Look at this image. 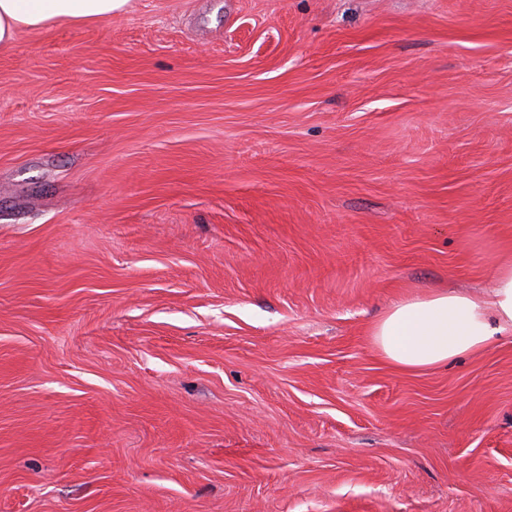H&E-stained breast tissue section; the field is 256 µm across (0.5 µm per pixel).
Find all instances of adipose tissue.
Listing matches in <instances>:
<instances>
[{
    "mask_svg": "<svg viewBox=\"0 0 512 512\" xmlns=\"http://www.w3.org/2000/svg\"><path fill=\"white\" fill-rule=\"evenodd\" d=\"M130 0H0V48L19 33L61 22L89 25L127 10ZM488 296L434 290L402 299L373 324L372 342L403 372L433 370L512 335V256L495 265Z\"/></svg>",
    "mask_w": 512,
    "mask_h": 512,
    "instance_id": "adipose-tissue-1",
    "label": "adipose tissue"
}]
</instances>
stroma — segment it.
Segmentation results:
<instances>
[{"label": "stroma", "mask_w": 512, "mask_h": 512, "mask_svg": "<svg viewBox=\"0 0 512 512\" xmlns=\"http://www.w3.org/2000/svg\"><path fill=\"white\" fill-rule=\"evenodd\" d=\"M512 0H131L0 50V512H512ZM489 296L434 290L402 299L372 325V342L403 372L448 365L512 335V256L495 265Z\"/></svg>", "instance_id": "35a3bbf8"}]
</instances>
